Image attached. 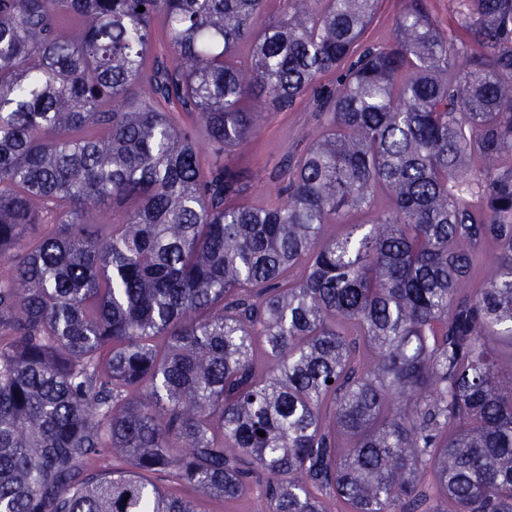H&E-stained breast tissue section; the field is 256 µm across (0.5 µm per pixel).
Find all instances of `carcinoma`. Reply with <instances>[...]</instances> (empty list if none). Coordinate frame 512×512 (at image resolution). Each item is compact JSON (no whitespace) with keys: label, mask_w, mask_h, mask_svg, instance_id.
I'll list each match as a JSON object with an SVG mask.
<instances>
[{"label":"carcinoma","mask_w":512,"mask_h":512,"mask_svg":"<svg viewBox=\"0 0 512 512\" xmlns=\"http://www.w3.org/2000/svg\"><path fill=\"white\" fill-rule=\"evenodd\" d=\"M279 2L0 0V512H512V0ZM402 7V0H381L380 8L367 29L364 40L374 44H385L392 38V25ZM429 5L434 17L443 29L448 30L455 27V0H429ZM316 94L311 90L287 112H262L257 133L231 156L247 183L242 203L266 204L276 197L286 159L303 151V135L325 118L314 112Z\"/></svg>","instance_id":"obj_1"}]
</instances>
